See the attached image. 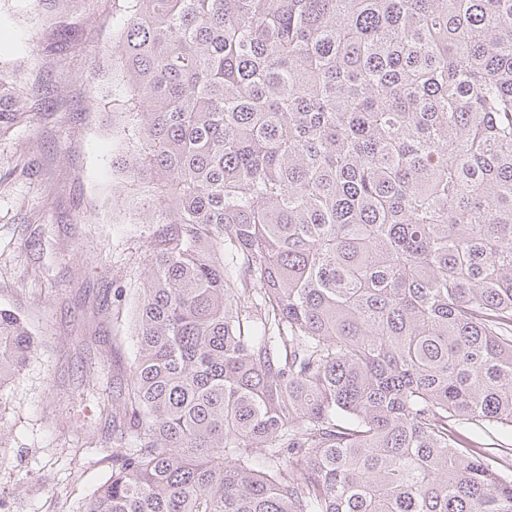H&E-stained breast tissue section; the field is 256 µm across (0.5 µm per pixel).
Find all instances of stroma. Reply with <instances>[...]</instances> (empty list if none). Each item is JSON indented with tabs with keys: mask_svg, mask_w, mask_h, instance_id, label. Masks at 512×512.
Listing matches in <instances>:
<instances>
[{
	"mask_svg": "<svg viewBox=\"0 0 512 512\" xmlns=\"http://www.w3.org/2000/svg\"><path fill=\"white\" fill-rule=\"evenodd\" d=\"M116 0H60L35 16L0 0V71L42 96L0 138V308L27 318L43 346L0 401V512H83L112 474L111 429L88 385L119 395L135 353L131 306L141 293L152 225L130 218L137 187L113 159L138 134L105 115L112 99ZM62 51L42 46L59 26ZM121 310L120 319L111 311ZM72 409L99 443L79 447L49 402Z\"/></svg>",
	"mask_w": 512,
	"mask_h": 512,
	"instance_id": "stroma-1",
	"label": "stroma"
}]
</instances>
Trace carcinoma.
<instances>
[{
  "label": "carcinoma",
  "instance_id": "carcinoma-1",
  "mask_svg": "<svg viewBox=\"0 0 512 512\" xmlns=\"http://www.w3.org/2000/svg\"><path fill=\"white\" fill-rule=\"evenodd\" d=\"M151 193L85 512H512V0H124ZM27 98L0 76V136ZM40 342L0 309V399ZM459 431L463 436L479 443L494 444L485 446L498 448L493 451L507 462L512 463V437L510 434H491V437H488L482 432L470 429L467 424L462 425Z\"/></svg>",
  "mask_w": 512,
  "mask_h": 512
}]
</instances>
